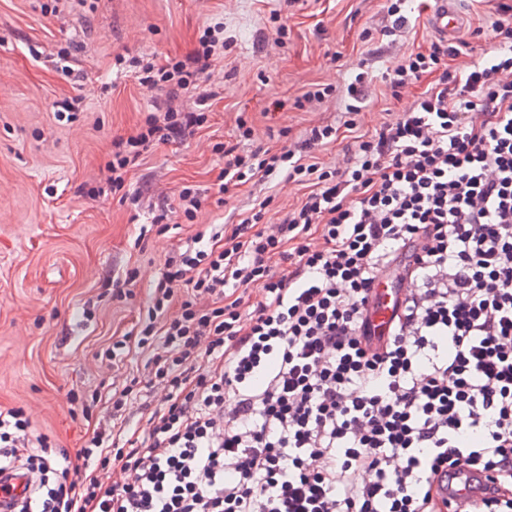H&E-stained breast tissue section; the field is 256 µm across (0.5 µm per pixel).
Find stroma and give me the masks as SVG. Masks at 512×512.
<instances>
[{"label":"stroma","mask_w":512,"mask_h":512,"mask_svg":"<svg viewBox=\"0 0 512 512\" xmlns=\"http://www.w3.org/2000/svg\"><path fill=\"white\" fill-rule=\"evenodd\" d=\"M51 3L52 14L44 10ZM503 5L512 0H465L460 36L474 58L494 47L476 28ZM275 11L288 27L282 48L267 23ZM384 21V0H0V408H24L33 434L73 455L108 423L113 391L136 379L141 391L128 404L124 433L146 434L161 404L147 356L135 347L114 359L105 352L136 332L168 253L213 225L240 223L268 196L267 218L275 220L277 209L306 192L282 177L219 192L224 160L213 144L278 150L325 121L339 131L314 155L344 167L354 138L341 126L343 89L358 64L372 74L362 132L409 108L424 89L419 83L392 98L385 75L398 55H371L365 38ZM218 23L232 45L205 81L218 91L208 120L187 141L149 148L127 188L146 183L151 192L133 205L106 185L105 165L113 138L136 132L158 92L139 85L128 66L184 57L202 29ZM314 83L336 92L297 108L296 97ZM72 99L79 106L64 115L61 106ZM242 113L255 129L249 140L238 137ZM185 185L209 196L191 222L175 211ZM92 188L98 194L91 200ZM161 204L173 209L167 228L141 233ZM129 268L140 276L122 297L113 278Z\"/></svg>","instance_id":"stroma-1"}]
</instances>
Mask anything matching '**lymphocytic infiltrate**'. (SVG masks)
<instances>
[{"mask_svg": "<svg viewBox=\"0 0 512 512\" xmlns=\"http://www.w3.org/2000/svg\"><path fill=\"white\" fill-rule=\"evenodd\" d=\"M487 30L495 47L477 61L464 40L403 53L392 97L428 88L344 168L311 159L332 124L278 153L214 145L221 192L281 173L312 190L277 222L264 200L215 246L168 255L137 333L164 405L140 446L111 449L101 428L77 454L88 466L113 451L128 482L84 475L22 512H441L436 487L463 467L494 484L467 512H512V8ZM229 47L215 25L184 58L138 61L158 95L112 141L113 190L153 142L203 126L182 98L207 100ZM381 282L399 297L384 335L370 321ZM29 429L23 409L0 411V467L47 475L68 452L41 437L28 454Z\"/></svg>", "mask_w": 512, "mask_h": 512, "instance_id": "obj_1", "label": "lymphocytic infiltrate"}]
</instances>
